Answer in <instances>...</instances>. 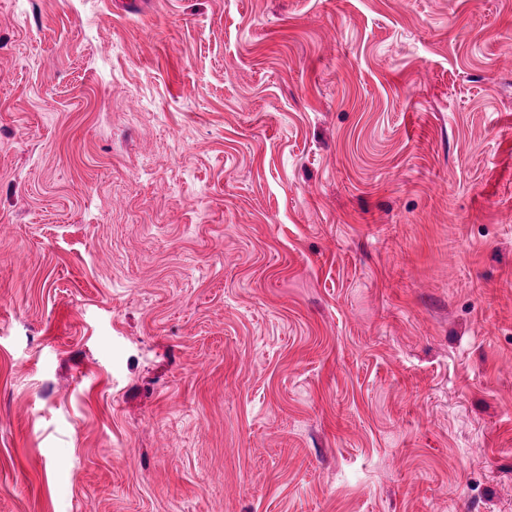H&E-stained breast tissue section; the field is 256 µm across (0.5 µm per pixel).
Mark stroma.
I'll return each mask as SVG.
<instances>
[{
    "label": "stroma",
    "instance_id": "35a3bbf8",
    "mask_svg": "<svg viewBox=\"0 0 512 512\" xmlns=\"http://www.w3.org/2000/svg\"><path fill=\"white\" fill-rule=\"evenodd\" d=\"M0 6V512H512V0Z\"/></svg>",
    "mask_w": 512,
    "mask_h": 512
}]
</instances>
